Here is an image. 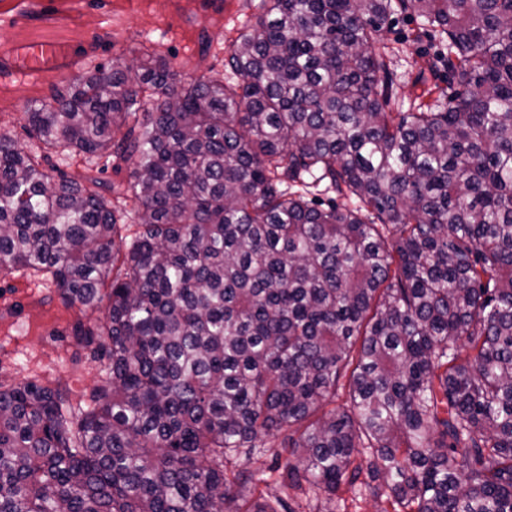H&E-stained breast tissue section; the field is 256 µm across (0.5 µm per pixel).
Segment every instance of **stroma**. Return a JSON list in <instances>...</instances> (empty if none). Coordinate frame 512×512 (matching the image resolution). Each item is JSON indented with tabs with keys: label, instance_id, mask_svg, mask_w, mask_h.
<instances>
[{
	"label": "stroma",
	"instance_id": "obj_1",
	"mask_svg": "<svg viewBox=\"0 0 512 512\" xmlns=\"http://www.w3.org/2000/svg\"><path fill=\"white\" fill-rule=\"evenodd\" d=\"M260 0H0V51L53 28L64 54L62 63L40 73H21L0 63V133L29 146L25 112L35 99L61 88L92 61H120L138 68L143 44L168 53L188 76L221 77L228 48L242 23L260 15ZM415 23L397 18L374 45L384 54L393 80L392 106L407 112L431 104L435 94L418 79L422 54L439 46L416 39ZM69 178L100 179L114 192L126 190L131 164L87 166L53 155ZM98 312L66 307L55 289L40 280L0 276V381L35 377L69 389L72 401L101 383L105 361L92 358L72 337L76 322L91 325Z\"/></svg>",
	"mask_w": 512,
	"mask_h": 512
}]
</instances>
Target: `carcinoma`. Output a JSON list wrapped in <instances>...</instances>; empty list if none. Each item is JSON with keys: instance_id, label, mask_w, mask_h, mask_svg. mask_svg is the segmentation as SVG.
<instances>
[{"instance_id": "carcinoma-1", "label": "carcinoma", "mask_w": 512, "mask_h": 512, "mask_svg": "<svg viewBox=\"0 0 512 512\" xmlns=\"http://www.w3.org/2000/svg\"><path fill=\"white\" fill-rule=\"evenodd\" d=\"M261 4L225 79L152 44L27 109L124 194L0 134V274L103 312L73 336L108 360L76 404L0 382V512H512V0ZM399 15L457 85L414 112L372 50ZM324 181L354 206L292 190ZM271 447L272 500L238 465ZM52 158V163L55 164L60 170L64 171L69 178L83 182L86 177H96L100 179L105 185L112 186V195L122 193L128 187L129 175L133 168L131 164L123 163L122 161L108 160L105 163V158L99 161L98 166L88 167L84 163L66 162L62 160V156L54 151L46 152ZM105 164V167H104ZM119 165V169L113 166ZM373 485L340 491L336 496V512H376Z\"/></svg>"}]
</instances>
